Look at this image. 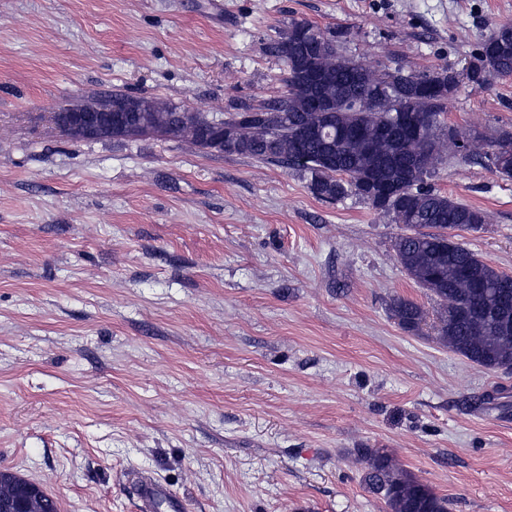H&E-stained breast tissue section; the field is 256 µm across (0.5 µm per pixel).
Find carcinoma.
Wrapping results in <instances>:
<instances>
[{
	"instance_id": "1",
	"label": "carcinoma",
	"mask_w": 512,
	"mask_h": 512,
	"mask_svg": "<svg viewBox=\"0 0 512 512\" xmlns=\"http://www.w3.org/2000/svg\"><path fill=\"white\" fill-rule=\"evenodd\" d=\"M285 65L286 92L259 107L244 106L251 119L221 121L224 139L212 140V120L180 112L150 99V112H126L125 125L112 131L121 141L162 133L201 149L251 157L310 174V189L324 201L357 196L401 226L394 241L403 271L439 306L438 340L449 350L490 371L512 369V275L498 270L457 240L456 231L483 229L485 212L442 194L426 183L445 158L485 159L504 180L512 168L497 167L495 150L512 148V133L487 140L445 126L440 116L459 86V75L442 69L429 74L377 73L341 54L336 32L307 22L292 23L275 43ZM512 75V25L497 26L466 70L477 85ZM406 107L432 117L417 137L395 125L391 114ZM465 140V151L459 140ZM384 182L393 195L380 204L363 191L366 181ZM390 313L406 330L425 319L416 302L397 297ZM365 481L383 496L388 512H448V499L400 468L384 448L359 451ZM16 477L0 470V502L12 497Z\"/></svg>"
}]
</instances>
